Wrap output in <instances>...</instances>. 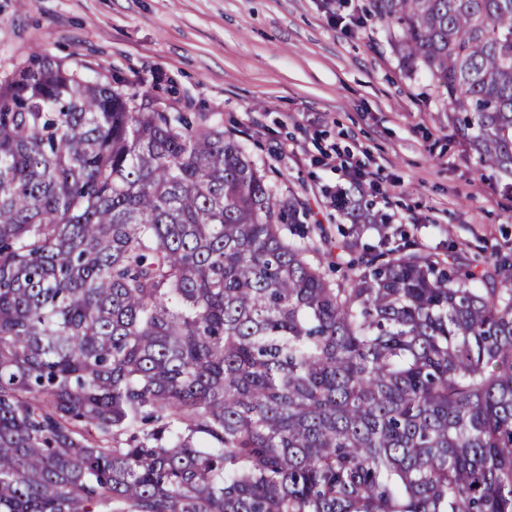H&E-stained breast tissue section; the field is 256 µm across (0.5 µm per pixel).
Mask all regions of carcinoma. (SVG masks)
Returning a JSON list of instances; mask_svg holds the SVG:
<instances>
[{
	"label": "carcinoma",
	"mask_w": 512,
	"mask_h": 512,
	"mask_svg": "<svg viewBox=\"0 0 512 512\" xmlns=\"http://www.w3.org/2000/svg\"><path fill=\"white\" fill-rule=\"evenodd\" d=\"M369 8L512 178V0ZM334 205L43 49L0 79V512H512V264Z\"/></svg>",
	"instance_id": "cac0c4a2"
}]
</instances>
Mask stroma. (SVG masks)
<instances>
[{
    "label": "stroma",
    "mask_w": 512,
    "mask_h": 512,
    "mask_svg": "<svg viewBox=\"0 0 512 512\" xmlns=\"http://www.w3.org/2000/svg\"><path fill=\"white\" fill-rule=\"evenodd\" d=\"M367 0H0V76L34 48L180 112L218 114L332 239L340 165L376 174L365 245L512 262V179L481 167L430 78L408 76Z\"/></svg>",
    "instance_id": "stroma-1"
}]
</instances>
